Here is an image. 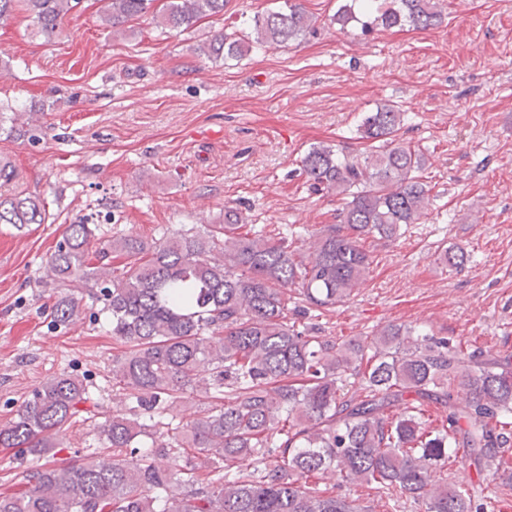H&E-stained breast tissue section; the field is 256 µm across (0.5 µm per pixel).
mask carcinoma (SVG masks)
<instances>
[{
	"label": "carcinoma",
	"instance_id": "carcinoma-1",
	"mask_svg": "<svg viewBox=\"0 0 512 512\" xmlns=\"http://www.w3.org/2000/svg\"><path fill=\"white\" fill-rule=\"evenodd\" d=\"M117 32L150 13L172 29L224 14L226 0H104ZM358 0L332 21L366 30L442 21L436 0ZM23 8L54 34L72 0H0V23ZM315 20L297 0L253 18L254 42L285 46ZM249 39L219 32L213 60H241ZM405 113L376 106L359 124L373 143L364 158L313 145L302 171L341 201L337 223L296 240L248 227L236 208L224 223L149 244L124 235L103 242L69 224L48 272L63 289L52 322L80 315L77 294L112 277L102 295L112 339V393L121 407L100 425L102 450L53 460L68 433L98 415L80 378H48L0 425V447L26 463L18 489L0 492V512H374L319 480L365 484L422 512H485L483 483L512 450V362L491 350L466 352L423 329L389 323L372 336L338 339L309 322L350 300L373 263L365 242L392 240L428 213L432 188L421 150L397 140ZM44 200L0 193V224H43ZM121 264L109 267L108 255ZM96 259L99 266L90 265ZM461 245L440 260L464 265ZM465 405H460L458 399ZM85 409H80V406ZM443 413L429 427L425 407ZM473 460L483 482L448 475V458Z\"/></svg>",
	"mask_w": 512,
	"mask_h": 512
}]
</instances>
